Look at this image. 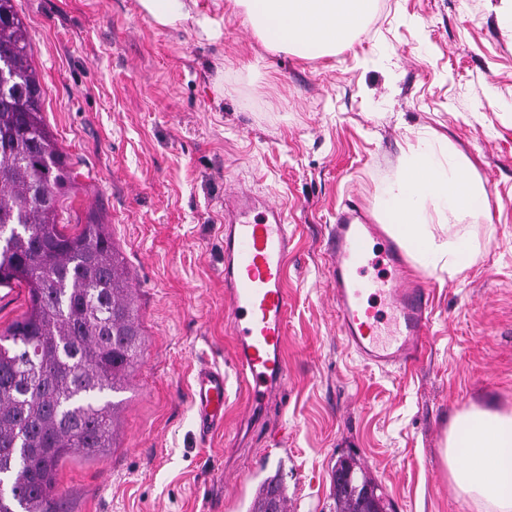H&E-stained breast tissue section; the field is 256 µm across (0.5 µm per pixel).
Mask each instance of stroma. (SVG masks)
Segmentation results:
<instances>
[{"label":"stroma","instance_id":"obj_1","mask_svg":"<svg viewBox=\"0 0 512 512\" xmlns=\"http://www.w3.org/2000/svg\"><path fill=\"white\" fill-rule=\"evenodd\" d=\"M225 0L216 39L157 25L138 0H15L44 121L76 173L61 221L107 224L133 288L144 354L104 461L60 469L61 512H248L282 470L288 512H335L356 458L390 512H470L442 457L457 412L512 410V0H378L353 45L266 48ZM471 164L488 209L449 231L478 249L432 295L421 363L366 365L338 331L324 238L337 211L375 214L407 139ZM288 213L284 385L250 411L225 321L224 193ZM224 372V427L202 437L196 369Z\"/></svg>","mask_w":512,"mask_h":512}]
</instances>
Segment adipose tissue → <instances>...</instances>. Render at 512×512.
Masks as SVG:
<instances>
[{"instance_id":"ef3b65f1","label":"adipose tissue","mask_w":512,"mask_h":512,"mask_svg":"<svg viewBox=\"0 0 512 512\" xmlns=\"http://www.w3.org/2000/svg\"><path fill=\"white\" fill-rule=\"evenodd\" d=\"M242 10L264 45L301 57L334 54L350 46L375 7V0H231ZM156 23L169 28L194 22L202 36L219 26L198 9V0H139ZM487 203L485 188L468 166L447 159L430 140L409 143L392 179L380 190L377 219L424 271L455 276L473 246L456 236L436 234L431 214L447 218L475 213ZM443 459L451 480L475 512H512V412L470 408L453 420Z\"/></svg>"}]
</instances>
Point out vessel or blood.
I'll list each match as a JSON object with an SVG mask.
<instances>
[{
  "mask_svg": "<svg viewBox=\"0 0 512 512\" xmlns=\"http://www.w3.org/2000/svg\"><path fill=\"white\" fill-rule=\"evenodd\" d=\"M389 267L385 277L361 281L375 243ZM291 246L288 217L265 197L240 187L224 197V298L235 359L255 405L281 390L286 368L281 351L289 296L286 261ZM339 333L364 363L381 369L420 362L432 306L426 289L407 274L400 247L362 210L337 213L325 241ZM225 381L221 369L203 366L192 387L202 432L224 424Z\"/></svg>",
  "mask_w": 512,
  "mask_h": 512,
  "instance_id": "vessel-or-blood-1",
  "label": "vessel or blood"
}]
</instances>
